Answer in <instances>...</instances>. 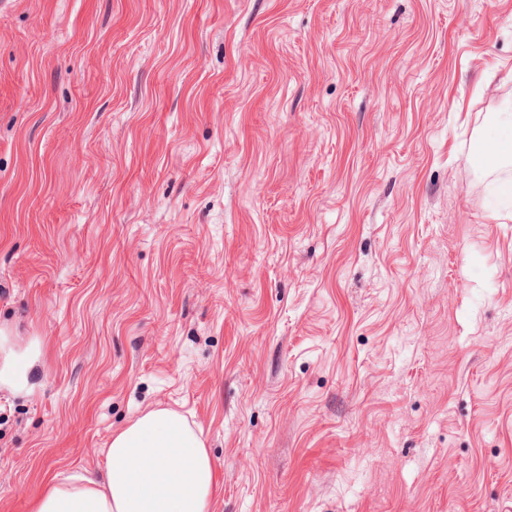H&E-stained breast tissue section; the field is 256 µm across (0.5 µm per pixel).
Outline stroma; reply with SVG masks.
<instances>
[{
	"instance_id": "35a3bbf8",
	"label": "stroma",
	"mask_w": 512,
	"mask_h": 512,
	"mask_svg": "<svg viewBox=\"0 0 512 512\" xmlns=\"http://www.w3.org/2000/svg\"><path fill=\"white\" fill-rule=\"evenodd\" d=\"M512 0H0V512L165 407L210 512H512ZM497 123L501 132L491 141H485L486 152L494 159V165H512V114L500 113ZM41 351L37 339L21 347L11 330L0 327V388L30 392L29 372L40 358Z\"/></svg>"
}]
</instances>
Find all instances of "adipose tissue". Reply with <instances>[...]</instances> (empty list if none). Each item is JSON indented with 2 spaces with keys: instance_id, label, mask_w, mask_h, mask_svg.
Instances as JSON below:
<instances>
[{
  "instance_id": "ef3b65f1",
  "label": "adipose tissue",
  "mask_w": 512,
  "mask_h": 512,
  "mask_svg": "<svg viewBox=\"0 0 512 512\" xmlns=\"http://www.w3.org/2000/svg\"><path fill=\"white\" fill-rule=\"evenodd\" d=\"M39 341L19 345L0 327V388L30 391ZM101 475H56L33 512H209L213 464L178 412L156 408L112 435Z\"/></svg>"
}]
</instances>
